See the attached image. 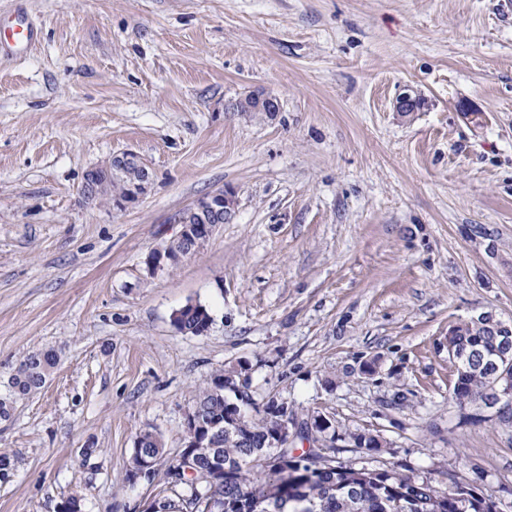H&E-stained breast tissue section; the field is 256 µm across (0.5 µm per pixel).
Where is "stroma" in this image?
<instances>
[{
    "instance_id": "35a3bbf8",
    "label": "stroma",
    "mask_w": 512,
    "mask_h": 512,
    "mask_svg": "<svg viewBox=\"0 0 512 512\" xmlns=\"http://www.w3.org/2000/svg\"><path fill=\"white\" fill-rule=\"evenodd\" d=\"M20 9L38 36L0 59V512H141L161 481H128L136 437L177 458L199 388L240 360L257 402L331 420L337 460L452 472L512 512V424L450 399L448 358L449 323H512V0H0ZM406 87L424 104L404 117ZM255 90L279 112L232 111ZM123 151L147 192L84 197ZM227 188L231 223L152 270ZM189 303L203 334L172 323ZM42 349L55 368L15 395ZM128 166H134L139 171V178L137 182L133 183L129 188V180L124 179L123 176H112L109 178L106 189L97 197H109L112 201L116 200L113 202L116 206H123L144 195L151 181L149 166L134 152L124 151L120 154L113 155L112 160L107 164L91 167L88 171L103 169L109 172L112 170V167L124 168ZM129 189L130 192L128 193ZM57 364V357L52 351H37L29 354L21 361L13 378V387L18 388L21 395L40 388L46 372H50Z\"/></svg>"
}]
</instances>
